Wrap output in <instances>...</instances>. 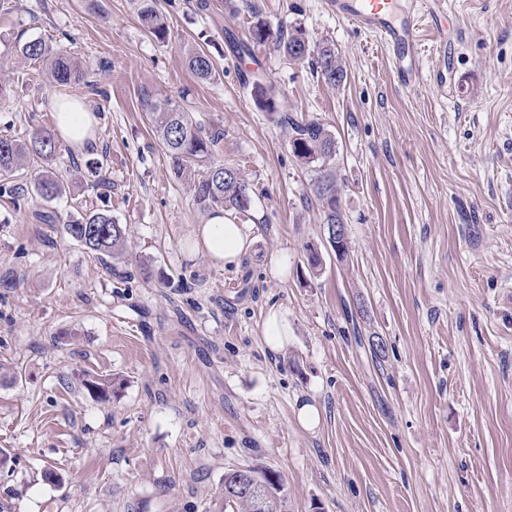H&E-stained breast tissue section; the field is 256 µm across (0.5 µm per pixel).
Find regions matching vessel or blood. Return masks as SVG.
<instances>
[{
    "instance_id": "obj_1",
    "label": "vessel or blood",
    "mask_w": 512,
    "mask_h": 512,
    "mask_svg": "<svg viewBox=\"0 0 512 512\" xmlns=\"http://www.w3.org/2000/svg\"><path fill=\"white\" fill-rule=\"evenodd\" d=\"M418 4L419 0H328L336 16L383 40L407 85L419 78Z\"/></svg>"
}]
</instances>
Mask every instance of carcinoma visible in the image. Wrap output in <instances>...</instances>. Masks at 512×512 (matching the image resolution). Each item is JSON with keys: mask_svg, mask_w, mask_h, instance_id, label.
Instances as JSON below:
<instances>
[{"mask_svg": "<svg viewBox=\"0 0 512 512\" xmlns=\"http://www.w3.org/2000/svg\"><path fill=\"white\" fill-rule=\"evenodd\" d=\"M138 16L150 35L159 40L167 37L168 25L156 7V0H139ZM249 36L256 45L274 43L290 60H310L313 71L331 86L340 85L346 78L336 48L327 43L310 44L300 29L288 34L275 33L266 23L257 21L249 27ZM19 50L30 60L48 61L50 77L58 84H68L83 77L80 66L70 56L53 50L40 40L27 41L19 46ZM187 66L202 81H209L214 76L210 57L200 49L187 53ZM252 91L261 110L279 111L272 88L256 79ZM149 120L175 175L188 185L202 213L248 210L251 197L241 170L212 161L219 133L205 131L171 99L152 104ZM279 120L291 130L290 144L294 155L298 157L303 152L305 158L316 164L317 176L312 190L323 205L322 223L329 229L343 223L332 165L336 155L335 138L316 118L285 113ZM60 148L55 133L48 128L35 130L24 139L1 136L0 176L9 177L26 168L32 169L36 194L44 202L51 203L65 192L64 183L54 167ZM65 231L86 249L111 258L122 254L127 240L126 225L116 222L107 212L92 211L72 220L65 225ZM84 387L97 401L109 400L114 393L110 380L89 377L84 380ZM241 472L249 473L254 482L267 491V512H280L284 480L279 473L262 466L224 471V508L227 512H257L255 500L237 486L236 479Z\"/></svg>", "mask_w": 512, "mask_h": 512, "instance_id": "1", "label": "carcinoma"}]
</instances>
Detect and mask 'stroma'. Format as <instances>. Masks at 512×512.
<instances>
[{
	"instance_id": "obj_1",
	"label": "stroma",
	"mask_w": 512,
	"mask_h": 512,
	"mask_svg": "<svg viewBox=\"0 0 512 512\" xmlns=\"http://www.w3.org/2000/svg\"><path fill=\"white\" fill-rule=\"evenodd\" d=\"M195 3L157 0L159 41L138 0H0V136L53 127L62 95L99 122L95 147L55 162L62 197L0 194V512H224V472L247 465L281 474L282 512H512V0H438L448 31L424 17L412 88L326 0ZM258 20L334 44L345 83L270 43L238 55ZM36 39L87 81L54 82L18 49ZM196 48L210 81L187 67ZM259 77L335 138L346 256L313 168L254 101ZM166 98L221 131L216 160L250 185L232 216L257 239L240 267L198 241L207 217L148 120ZM97 210L127 227L121 259L63 232ZM274 306L278 355L262 336ZM90 376L121 387L94 400ZM138 16L150 35L164 40L168 35V25L156 7V0H139ZM187 66L202 81H209L214 76L213 63L201 49L190 50L187 53ZM265 344L273 353H280L288 343V317L281 310L273 308L262 326Z\"/></svg>"
}]
</instances>
